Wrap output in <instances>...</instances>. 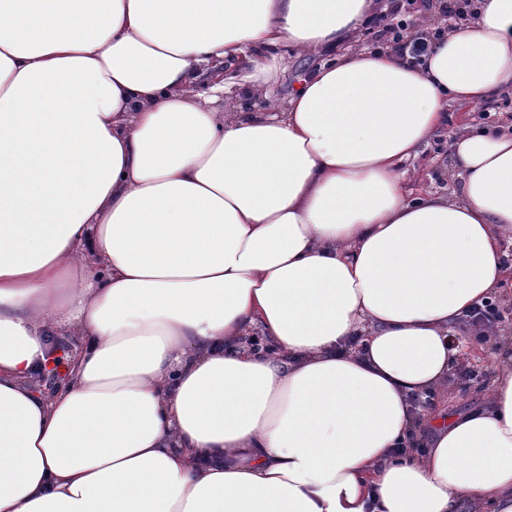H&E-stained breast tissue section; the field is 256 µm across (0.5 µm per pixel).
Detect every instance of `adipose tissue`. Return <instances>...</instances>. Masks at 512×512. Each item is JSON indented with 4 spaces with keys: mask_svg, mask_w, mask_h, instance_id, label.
<instances>
[{
    "mask_svg": "<svg viewBox=\"0 0 512 512\" xmlns=\"http://www.w3.org/2000/svg\"><path fill=\"white\" fill-rule=\"evenodd\" d=\"M376 9L0 0V512H512V361L423 450L413 404L512 278V132L454 138L456 198L401 170L512 89V0L419 65L352 48ZM285 63L287 66L286 72L283 74L280 84L276 89V94L279 99L286 92L294 89L299 83L298 79L306 76L313 67V61L310 57L300 56L288 49V55L285 56Z\"/></svg>",
    "mask_w": 512,
    "mask_h": 512,
    "instance_id": "adipose-tissue-1",
    "label": "adipose tissue"
}]
</instances>
